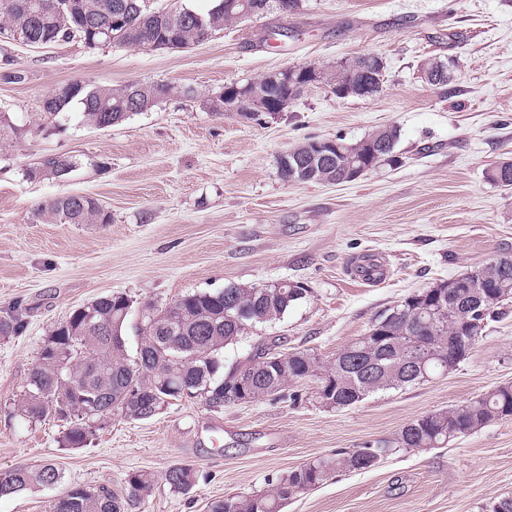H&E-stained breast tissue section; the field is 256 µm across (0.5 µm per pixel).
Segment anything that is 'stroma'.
Listing matches in <instances>:
<instances>
[{"label":"stroma","instance_id":"1","mask_svg":"<svg viewBox=\"0 0 512 512\" xmlns=\"http://www.w3.org/2000/svg\"><path fill=\"white\" fill-rule=\"evenodd\" d=\"M367 53L386 70L371 97L313 85L286 112L254 120L205 106L230 83ZM4 54L25 79H0V113L29 134L0 147V315L25 324L0 339V469L48 460L64 486L118 492L129 473L146 470L156 483L132 512H209L213 501L268 489L288 469L512 384L511 311L488 322L456 370L343 410L313 406L301 382L296 403L264 398L216 412L192 400L147 421L115 417L84 448L61 447L63 421L15 414L44 338L103 295L131 298L135 324L147 308L194 291L296 284L305 299L227 346L224 363L262 338L325 363L407 295L511 252L512 187L485 171L512 159V0H303L298 14L231 24L186 49L26 46L0 36ZM431 56L454 59L448 85L421 79ZM73 81L175 91L100 130L76 106L42 112L43 97ZM383 126L399 131L396 164L337 185L281 180L277 160L296 145L354 142ZM49 155L78 167L63 181L28 179ZM65 193L90 195L111 222L36 218L41 203ZM177 464L197 471L189 494L162 480ZM507 495L512 417L444 448H404L369 471L336 473L283 512H489Z\"/></svg>","mask_w":512,"mask_h":512}]
</instances>
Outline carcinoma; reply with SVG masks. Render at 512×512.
<instances>
[{
	"instance_id": "carcinoma-1",
	"label": "carcinoma",
	"mask_w": 512,
	"mask_h": 512,
	"mask_svg": "<svg viewBox=\"0 0 512 512\" xmlns=\"http://www.w3.org/2000/svg\"><path fill=\"white\" fill-rule=\"evenodd\" d=\"M64 9L54 0H0V34L24 44L70 42L77 38L88 48L104 43L115 46H146L145 37L134 31L112 28V17L120 13L131 27L145 21L149 37L163 43L174 39L172 48H188L206 40V34L187 16V8L172 7L164 15H154L145 0H68ZM302 0H213L201 13L216 32L228 24L245 19V9L265 16L278 12L284 16L300 11ZM384 69L379 56L365 55L361 72L356 74L337 65L326 70L327 83L339 84L347 97H364L365 86L383 84ZM153 85L132 81L120 86H101L82 82L58 85L42 99V111L55 114L78 100L85 121L107 128L124 121L134 112H144L157 99ZM27 130L0 116V143L19 140ZM399 139L396 127H383L367 137L349 143L365 164L375 158L391 163ZM344 157L325 146L323 140H306L278 159L279 175L288 183H333ZM77 162L69 157L50 156L27 172L30 179H62ZM38 217L59 224H107L111 215L95 199L80 194H62L41 204ZM496 265L486 269L490 276L506 281L508 292L502 297L476 295L473 276L467 284L448 290L439 304L440 311L427 326V344L410 339V327L421 317L419 307L406 302L400 315L383 325L381 334L371 339L362 336L344 347L342 365L323 364L303 351H281L276 345L258 342L247 360L224 370V348L237 342L248 330L282 320L288 311L305 298V289L283 282L254 287L229 284L218 291H194L176 299L168 308L146 316L136 326L139 344L136 355L126 349L124 332L132 301L122 293L101 296L75 309L58 323L43 341L38 360L31 368L18 414L30 421L49 417L66 421L75 417L61 443L64 448H83L108 419L145 421L159 410L183 399H197L210 410L227 404V393L236 392L239 376L251 379L250 401L264 397H283L289 383L314 379L318 382L314 402L322 409L339 410L363 401L369 395L390 389L420 384L445 374L448 364L458 366L469 351L450 362L453 339L468 336L475 343L484 320L505 313L512 298V253L495 257ZM470 311L477 324L470 329L453 318V311ZM24 323L12 314L0 316V337L15 336ZM425 356L434 360L426 373H415L407 364ZM512 417V385H500L481 396L448 410L429 412L401 428L392 438L340 450L281 473L273 491L245 496H229L210 504V512H282L292 497L327 481L337 472H362L372 469L388 452L400 448H443L456 439ZM63 474L53 463L36 468L17 467L0 477V496L22 493L34 486L45 489L62 483ZM170 490L189 493L196 484V470L189 464L169 468L164 475ZM129 492L135 497L148 494L155 477L148 471L127 476ZM127 501L101 485H73L49 501L48 512H126Z\"/></svg>"
}]
</instances>
